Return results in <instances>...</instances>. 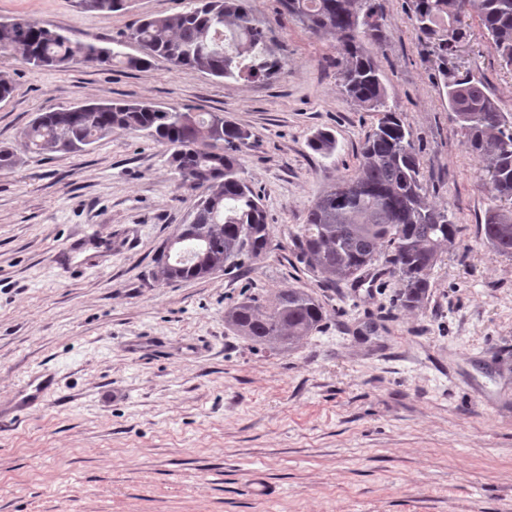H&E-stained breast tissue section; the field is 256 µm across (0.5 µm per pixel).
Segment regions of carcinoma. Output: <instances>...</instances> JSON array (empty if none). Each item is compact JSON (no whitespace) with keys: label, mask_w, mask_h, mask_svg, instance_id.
Masks as SVG:
<instances>
[{"label":"carcinoma","mask_w":512,"mask_h":512,"mask_svg":"<svg viewBox=\"0 0 512 512\" xmlns=\"http://www.w3.org/2000/svg\"><path fill=\"white\" fill-rule=\"evenodd\" d=\"M125 0H82L91 11L112 13ZM288 14L311 33L336 43L339 81L347 96L375 113L377 124L360 146L354 174L328 186L307 210L294 234L296 258L309 270L339 281L362 280L381 247L401 284V302L413 308L425 297L430 274L457 232L448 208L426 201L421 158L410 132L387 101L380 70L366 44L385 39L378 19L381 0H283ZM478 18L495 51L512 66V0H412V18L433 45L441 63L464 38L465 18ZM136 43L144 56L124 51ZM0 49L39 69L62 70L75 63L144 68L163 59L178 68L216 78L274 77L281 69L267 55L265 23L253 16L248 0H188L179 13L144 17L109 47L74 41L38 22L15 17L0 22ZM456 131L468 153L486 162L481 186L495 201H512V116L502 112L485 84L441 71ZM114 127L139 132L172 149L169 161L178 187L199 190L194 232L206 237L204 250L155 257L157 277L189 281L225 271L236 259L266 254L270 228L260 199L240 176L235 153L249 132L217 112L193 113L151 102L86 103L38 114L24 133L28 151L80 152ZM310 148L327 158L334 136L319 131ZM486 244L512 257V210L489 209L480 225ZM325 310L301 288L280 292L264 304L247 298L225 315V322L252 344L289 351L317 331Z\"/></svg>","instance_id":"carcinoma-1"}]
</instances>
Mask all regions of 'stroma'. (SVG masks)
Here are the masks:
<instances>
[{"label": "stroma", "mask_w": 512, "mask_h": 512, "mask_svg": "<svg viewBox=\"0 0 512 512\" xmlns=\"http://www.w3.org/2000/svg\"><path fill=\"white\" fill-rule=\"evenodd\" d=\"M184 6L126 0L106 15L80 0H0V20L24 15L107 45ZM248 6L282 65L270 80L161 59L38 70L0 50L15 85L0 101V146L18 158L0 171V415L32 376L55 375L26 417L0 426V512H512V259L483 242V163L455 133L411 0H383L386 40L371 52L420 151L428 200L457 226L414 309L385 254L354 284L298 262L293 233L355 172L376 116L342 92L330 39L281 0ZM465 30L449 69L512 113V67L477 18ZM117 100L221 112L248 129L237 156L266 210V255L201 279L156 278L158 250L197 200L167 146L116 127L79 153L27 151L37 113ZM322 129L336 139L328 159L307 146ZM287 288L326 311L297 348L262 350L226 325L235 303ZM258 483L273 495L254 493Z\"/></svg>", "instance_id": "stroma-1"}]
</instances>
